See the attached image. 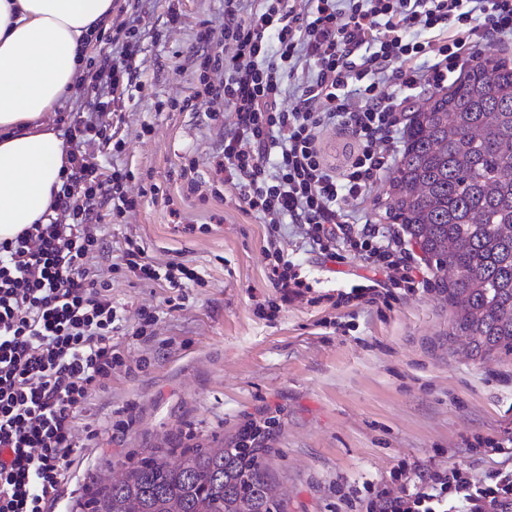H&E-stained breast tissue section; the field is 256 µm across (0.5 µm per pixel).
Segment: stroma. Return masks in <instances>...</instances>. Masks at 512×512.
<instances>
[{
    "label": "stroma",
    "instance_id": "35a3bbf8",
    "mask_svg": "<svg viewBox=\"0 0 512 512\" xmlns=\"http://www.w3.org/2000/svg\"><path fill=\"white\" fill-rule=\"evenodd\" d=\"M118 0L120 24L140 17L136 64L140 89L125 93L103 116L121 150L104 148V165L131 173L134 211L104 218L99 235L102 277L127 322L140 308L155 311L154 336L120 337L127 361L109 389L93 392L85 441L61 487L56 512L77 501L111 463L188 431L225 436L246 417L275 412L283 427L269 478L290 491L288 512H350L343 495L389 481L401 464L461 466L481 479L502 455L475 447L476 438L512 431V354L485 361L449 346L451 313L429 283L392 308L333 309L329 296L358 284L368 270L357 258L337 264L297 247L293 225L282 228L315 282L309 299L280 305L265 273V226L217 198L186 191L182 168L209 185L224 140L208 118L207 98L186 110L168 101L192 96L199 82L196 33L221 28L224 0ZM195 232H185V225ZM139 241L159 267L183 263L200 282L179 305L165 283H139L113 273L128 240Z\"/></svg>",
    "mask_w": 512,
    "mask_h": 512
}]
</instances>
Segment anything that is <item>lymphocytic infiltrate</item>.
<instances>
[{
    "mask_svg": "<svg viewBox=\"0 0 512 512\" xmlns=\"http://www.w3.org/2000/svg\"><path fill=\"white\" fill-rule=\"evenodd\" d=\"M138 37L131 24L113 39L70 119L56 216L0 243V512H54L81 446L84 407L124 364L112 343L122 318L94 260L102 199L119 215L136 206L129 173H105L100 157L106 107L137 78ZM511 38L512 0H224L222 31L198 33L208 50L202 68L224 73L202 87L216 105L209 117L234 116L224 131L223 186L213 194L266 224L267 278L282 303L312 288L281 246L285 222L324 260L361 259L407 294L426 286L399 231L356 223L357 207L394 167L413 98L447 87L482 48ZM339 126L355 142L340 172L320 147ZM113 270L172 289L199 281L182 263L160 271L133 239ZM374 276L338 291L336 307L375 304ZM347 501L353 512H512V466L477 480L458 467L403 465Z\"/></svg>",
    "mask_w": 512,
    "mask_h": 512,
    "instance_id": "lymphocytic-infiltrate-1",
    "label": "lymphocytic infiltrate"
}]
</instances>
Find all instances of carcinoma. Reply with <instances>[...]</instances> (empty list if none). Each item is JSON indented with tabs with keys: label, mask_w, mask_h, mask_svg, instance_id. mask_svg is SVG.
<instances>
[{
	"label": "carcinoma",
	"mask_w": 512,
	"mask_h": 512,
	"mask_svg": "<svg viewBox=\"0 0 512 512\" xmlns=\"http://www.w3.org/2000/svg\"><path fill=\"white\" fill-rule=\"evenodd\" d=\"M389 218L432 261L458 350L512 353V63L484 54L409 129L389 180ZM276 415L222 440L187 436L103 473L80 512H285L267 474Z\"/></svg>",
	"instance_id": "cac0c4a2"
}]
</instances>
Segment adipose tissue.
I'll return each mask as SVG.
<instances>
[{"mask_svg": "<svg viewBox=\"0 0 512 512\" xmlns=\"http://www.w3.org/2000/svg\"><path fill=\"white\" fill-rule=\"evenodd\" d=\"M114 0H0V241L50 213L68 160L57 112Z\"/></svg>", "mask_w": 512, "mask_h": 512, "instance_id": "1", "label": "adipose tissue"}]
</instances>
